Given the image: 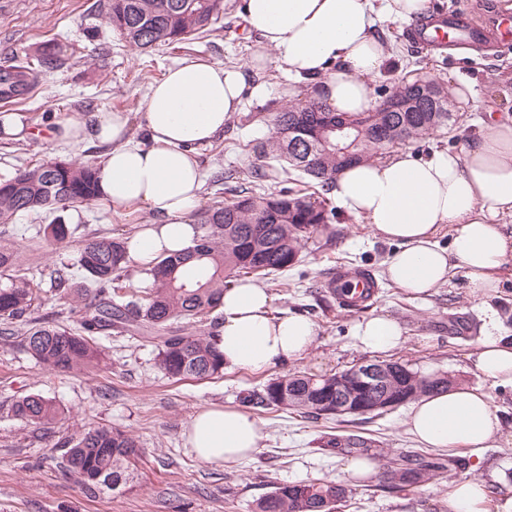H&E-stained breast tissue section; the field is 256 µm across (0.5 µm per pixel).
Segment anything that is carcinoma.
<instances>
[{"mask_svg": "<svg viewBox=\"0 0 512 512\" xmlns=\"http://www.w3.org/2000/svg\"><path fill=\"white\" fill-rule=\"evenodd\" d=\"M101 11L130 45L146 50L179 44L195 35L204 38L222 9V0H107ZM65 60L54 44L38 58L39 68L21 72L16 65L0 68V91L14 93L37 84L40 69H54ZM389 107L347 115L356 128L341 146L324 142L325 128L340 118L319 99L285 103L274 117V136L253 147L254 154L274 159L280 167L263 165L251 177L254 187L202 213L200 234L185 253H171L144 270L151 287L127 291L130 280L127 242L95 237L79 246L72 263H62L54 291L63 299L57 318L32 316L41 289L17 273L0 285V335L21 336L20 346L38 365L60 372L82 371L102 362L95 334L117 329L156 344L155 365L168 379L208 378L224 370L219 348L222 317L216 315L224 290L242 275L265 278L288 272L302 245L330 222L332 211L320 193L331 189L344 168L375 158L379 151L420 141L430 131L453 126L448 91L436 77L401 81L385 89ZM293 169L305 175L304 194L292 189L268 192L263 182ZM98 197L96 167L80 161H46L0 179V220L17 213L63 210ZM86 282L85 299L68 301L64 288L72 271ZM77 328L59 322L63 314ZM388 385L418 399L455 383L448 374L420 376L398 361H385ZM325 379L293 373L268 382L246 397L254 409L278 407L312 418L321 416L318 388ZM14 417L46 425L63 410L52 400L29 394L11 404ZM59 467L94 496L126 486L141 456L138 439L116 427H89L59 443ZM468 460L448 453L398 455L391 460L383 488L403 490L436 478L441 472L466 468ZM347 488L331 480L277 485L257 500L254 512H337L347 502Z\"/></svg>", "mask_w": 512, "mask_h": 512, "instance_id": "cac0c4a2", "label": "carcinoma"}]
</instances>
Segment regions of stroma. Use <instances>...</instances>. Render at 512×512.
<instances>
[{"instance_id":"35a3bbf8","label":"stroma","mask_w":512,"mask_h":512,"mask_svg":"<svg viewBox=\"0 0 512 512\" xmlns=\"http://www.w3.org/2000/svg\"><path fill=\"white\" fill-rule=\"evenodd\" d=\"M93 0H13L0 11V65L35 61L48 44L68 47L69 58L57 70L41 75L37 85L9 106L0 105V178L50 159L98 162L105 148L96 143L57 140L62 123H96L100 113L122 112L130 132L143 138L144 98L150 84L180 62L204 58L227 66L250 61L261 45L242 22L237 0H228L215 35L187 41L184 48L159 46L149 52L131 47L113 31ZM429 13L468 18L478 27L501 17L512 29V0H427ZM405 21L381 23L394 53L377 79L378 85L437 77L450 94L456 123L425 136L409 150L419 157L436 151L458 153L481 137L491 112L512 114V52L496 48L428 50L409 43ZM258 91H246L243 104L224 132L199 147L207 176L231 169L248 183L257 159L251 140L274 133L273 119L287 100L310 95L308 80L288 74L275 61L255 79ZM468 90L459 100V90ZM76 237L131 238L153 214L143 208L112 209L101 200L64 210ZM51 213L22 214L0 223V244L16 249L21 267L37 274L50 270L63 249L39 238V226ZM395 246L362 219L337 210L330 228L316 232L303 247L298 263L283 274L281 284H268L274 313L300 315L314 323L316 338L305 357L278 362L264 371L228 369L221 377L174 381L154 366L153 343L122 334L101 340L104 360L81 373L42 369L24 352L18 338L0 337V512H252L253 502L279 484L329 478L346 485L350 504L342 512H423V502L447 501L449 482L440 475L429 483L397 493L377 486L392 457L425 452L407 431L408 407L374 416H322L316 419L289 410L258 409L257 453L235 464L206 463L186 447L192 418L211 406L239 408L249 393L291 372L331 376L373 361V353L357 346L352 330L361 318L386 314L407 331L406 342L389 353L392 361L410 365L421 375L455 374L459 381L483 390L498 413L505 433L499 447L469 453L467 470L457 480L490 488L494 503L512 499V387L492 385L471 370L472 337L456 333L461 323L484 326L497 313L501 329L512 336V261L499 288L476 294L462 274L435 290L426 300L409 298L385 275ZM344 264L368 270L381 290L369 307L340 308L323 286L327 272ZM38 393L61 404L65 417L49 425L27 424L8 414L13 399ZM107 425L132 432L142 456L131 487L95 496L65 476L58 466L59 441L89 426ZM354 437L364 443L370 474L356 478L346 469L351 456L328 450L329 438Z\"/></svg>"}]
</instances>
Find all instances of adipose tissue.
<instances>
[{"label": "adipose tissue", "mask_w": 512, "mask_h": 512, "mask_svg": "<svg viewBox=\"0 0 512 512\" xmlns=\"http://www.w3.org/2000/svg\"><path fill=\"white\" fill-rule=\"evenodd\" d=\"M426 0H243L241 14L263 45L248 66L189 59L151 85L143 112L145 141L128 133V118L102 113L89 127L65 124L69 143L106 147L97 164L101 199L113 207L141 206L154 216L128 243V254L148 268L157 257L191 249L190 220L199 204L203 169L196 149L211 143L238 111L248 70L263 68L267 51L296 76H316L318 93L332 111L368 112L376 105L375 80L391 55L375 29L384 21L422 15ZM332 193L348 214L363 219L397 245L388 279L417 299L427 298L455 273L478 293L497 288L512 257V116L486 121L480 140L463 154L438 151L428 158L399 150L382 161L342 171ZM450 229V243L436 235ZM221 348L225 368L261 371L303 358L315 338L300 316H275L271 297L249 281L225 290ZM355 336L363 350L386 353L406 341L405 330L385 314L362 318ZM487 379L512 385V338L490 319L485 339L470 356ZM409 433L431 448H491L503 437L498 415L476 388L456 386L419 399L406 421ZM257 420L215 407L190 423L186 444L204 462H235L256 452Z\"/></svg>", "instance_id": "ef3b65f1"}]
</instances>
